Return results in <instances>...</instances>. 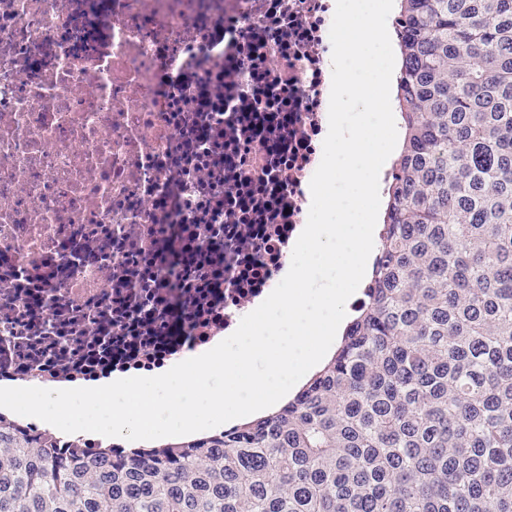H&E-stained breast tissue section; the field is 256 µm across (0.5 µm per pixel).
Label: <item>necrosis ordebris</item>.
<instances>
[{
	"mask_svg": "<svg viewBox=\"0 0 512 512\" xmlns=\"http://www.w3.org/2000/svg\"><path fill=\"white\" fill-rule=\"evenodd\" d=\"M331 0H0V382L151 371L275 288Z\"/></svg>",
	"mask_w": 512,
	"mask_h": 512,
	"instance_id": "obj_1",
	"label": "necrosis or debris"
}]
</instances>
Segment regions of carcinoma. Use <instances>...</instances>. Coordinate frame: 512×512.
<instances>
[{
  "mask_svg": "<svg viewBox=\"0 0 512 512\" xmlns=\"http://www.w3.org/2000/svg\"><path fill=\"white\" fill-rule=\"evenodd\" d=\"M383 232L331 358L271 414L86 450L0 416V512H512V0H397Z\"/></svg>",
  "mask_w": 512,
  "mask_h": 512,
  "instance_id": "cac0c4a2",
  "label": "carcinoma"
}]
</instances>
